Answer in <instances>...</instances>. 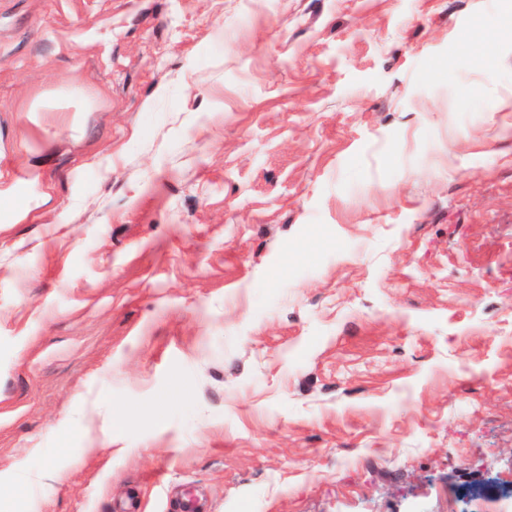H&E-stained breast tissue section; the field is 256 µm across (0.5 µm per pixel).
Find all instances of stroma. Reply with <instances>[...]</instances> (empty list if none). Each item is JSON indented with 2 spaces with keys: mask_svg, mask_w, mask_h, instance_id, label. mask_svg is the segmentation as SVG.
<instances>
[{
  "mask_svg": "<svg viewBox=\"0 0 512 512\" xmlns=\"http://www.w3.org/2000/svg\"><path fill=\"white\" fill-rule=\"evenodd\" d=\"M0 200V512H512L501 0H0Z\"/></svg>",
  "mask_w": 512,
  "mask_h": 512,
  "instance_id": "35a3bbf8",
  "label": "stroma"
}]
</instances>
